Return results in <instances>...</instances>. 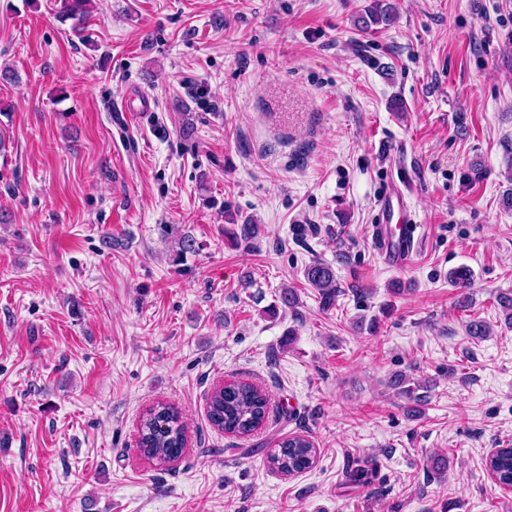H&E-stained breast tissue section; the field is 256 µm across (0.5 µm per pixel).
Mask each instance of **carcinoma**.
Returning a JSON list of instances; mask_svg holds the SVG:
<instances>
[{
	"label": "carcinoma",
	"instance_id": "cac0c4a2",
	"mask_svg": "<svg viewBox=\"0 0 512 512\" xmlns=\"http://www.w3.org/2000/svg\"><path fill=\"white\" fill-rule=\"evenodd\" d=\"M62 14L74 19L87 13L88 0H59ZM367 17L362 23L388 25L392 22V10L382 0H374V5L366 10ZM305 278L320 295L321 303L330 307L340 293L333 268L317 261L305 269ZM448 280L456 287L465 289L472 280L471 270L460 266L448 273ZM411 379L396 373L390 386L398 394L412 398L419 383L409 386ZM268 400L256 385L233 381L213 390L208 402L209 422L218 429L245 435L257 430L267 417ZM187 443L186 428L179 412L162 402L148 408L139 420V448L148 461L174 462L180 459ZM316 459V448L312 441L302 435H292L276 443V448L267 455L269 467L283 475L301 473L312 467ZM485 469L492 479L501 486L512 488V446L506 445L488 456Z\"/></svg>",
	"mask_w": 512,
	"mask_h": 512
}]
</instances>
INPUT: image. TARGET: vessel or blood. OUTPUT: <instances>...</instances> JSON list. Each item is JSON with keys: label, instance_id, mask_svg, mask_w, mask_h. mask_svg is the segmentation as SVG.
<instances>
[{"label": "vessel or blood", "instance_id": "obj_1", "mask_svg": "<svg viewBox=\"0 0 512 512\" xmlns=\"http://www.w3.org/2000/svg\"><path fill=\"white\" fill-rule=\"evenodd\" d=\"M406 211V202L386 204L380 224L373 227L384 263L396 269L408 266L417 249L416 227L406 223Z\"/></svg>", "mask_w": 512, "mask_h": 512}]
</instances>
